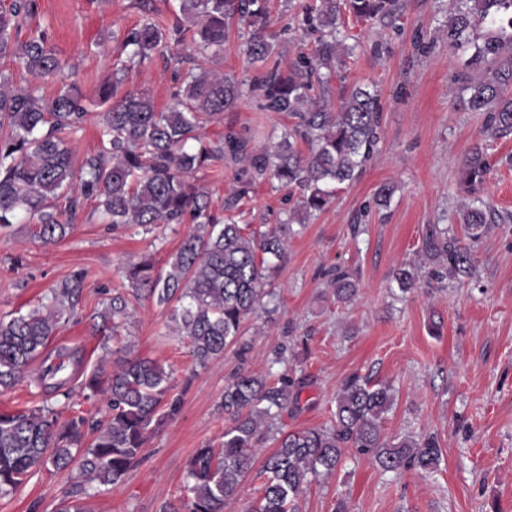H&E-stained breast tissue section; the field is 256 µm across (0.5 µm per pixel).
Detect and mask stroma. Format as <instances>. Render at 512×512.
<instances>
[{
  "mask_svg": "<svg viewBox=\"0 0 512 512\" xmlns=\"http://www.w3.org/2000/svg\"><path fill=\"white\" fill-rule=\"evenodd\" d=\"M312 0H269L278 52L284 60L313 53L314 36L293 16ZM28 31L46 33L56 50L76 66L78 86L95 98L110 75L118 37L143 14L136 0H36ZM395 19L381 23L342 16L341 37L355 52L338 70L327 100L340 102L341 87L361 85L378 95L382 133L377 155L361 177L340 185L328 208L288 240L283 260L266 270L276 309L258 312L242 326L247 351L238 345L207 368L195 365L189 341L178 335L168 309L149 300L132 302L130 317L114 339L92 330L113 289L127 287L123 268L151 260L158 271L188 232L171 224L147 232L112 229L93 200H85L75 223L47 244L35 225L24 222L0 231V317L29 311L66 278L81 280L76 312L47 346L82 349V371L97 367L104 347L132 341L134 355L170 368L180 413L150 431L140 463L119 486L97 487L84 498L88 512H159L177 498L195 448L219 444L224 433L220 407L224 387L239 368L276 381L278 374L304 377L299 408L283 414L289 432L330 424L336 394L353 374L390 384L392 410L382 421L386 436L435 434L442 449L438 472L382 473L375 463L345 451L333 474L309 484L299 512H332L346 498L350 512H512V134L483 135L484 113L463 109L461 75L465 57L445 36L448 0H399ZM124 90L146 93L159 109L172 102V70L162 61L133 67ZM293 120L265 112L243 96L223 118L204 129L209 138L234 129L248 134L254 150L279 141ZM482 146L489 172L468 187L464 160ZM241 164L225 161L195 181L221 210L236 187ZM396 188L388 206L374 202L383 184ZM492 201L500 221L476 248L471 276L446 287L420 282L402 293L396 269L421 260L427 229L434 224L462 234L455 217L472 197ZM287 190L263 182L238 206V223L268 229L288 219ZM344 267L358 279L351 303L339 304L329 273ZM284 365H271L280 347ZM39 363H32L11 389L0 393V410L40 404ZM77 471L36 473L0 512H54L74 490Z\"/></svg>",
  "mask_w": 512,
  "mask_h": 512,
  "instance_id": "stroma-1",
  "label": "stroma"
}]
</instances>
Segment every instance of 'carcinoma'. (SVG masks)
<instances>
[{
    "label": "carcinoma",
    "mask_w": 512,
    "mask_h": 512,
    "mask_svg": "<svg viewBox=\"0 0 512 512\" xmlns=\"http://www.w3.org/2000/svg\"><path fill=\"white\" fill-rule=\"evenodd\" d=\"M175 2L170 24L147 16L124 32L112 73L96 94L104 106L98 119L100 147L78 164L70 138L86 120L88 107L75 67L46 35L22 36L35 0H0V61L27 76L21 86L0 70V229L24 212L37 219L45 241L58 240L73 224L80 198L88 196L115 228L192 224L168 270L157 273L153 263L139 262L125 275L135 298L170 308L178 332L189 339L195 364L205 368L230 343L246 349L240 342L242 323L273 297L265 270L285 254L292 224L302 226L325 210L336 186L356 180L377 153L382 118L377 95L356 85L333 112L325 94L337 76L336 60L354 51L337 39L343 12L381 21L395 14L398 0H318L303 22L317 36L319 50L285 65L276 52L268 0ZM451 5L448 45L471 51L463 105L486 113L484 132H512V98L505 94L512 85V0H451ZM235 23L247 29L246 57L261 70L249 82L218 69ZM159 57L192 63L176 75L173 102L164 111L147 94L121 93L131 67ZM49 82L61 87L46 98L40 90ZM246 93L259 100L263 111L286 113L296 124L260 153L250 151L249 140L232 129L214 140L199 133L202 123L223 115ZM226 154L248 158L227 208L248 196L255 183L270 179L300 191L296 215L271 230L250 232L230 217L214 216L207 193L192 178ZM466 167L468 181L483 177L487 161L481 148L473 149ZM60 196L66 199L61 210L52 203ZM487 212L482 201L462 207L463 239L435 226L428 230L424 254L435 265L432 279L442 283L472 273L474 249L490 223ZM419 271L414 264L397 269L399 289H414ZM329 286L336 302L346 304L358 283L338 266ZM77 288V280L65 279L51 289L49 303L0 318V392L13 387L42 355L49 337L74 310ZM128 306L129 299L117 292L97 317L102 326L115 328L127 318ZM116 353L113 370L100 367L82 377L66 375L69 362H80L78 351L58 352L39 375L42 404L0 412V498L16 493L42 470L75 469L85 490L126 480L139 463L148 432L178 414L181 400L171 395L172 372L164 365L132 355L129 345ZM74 381L84 399L102 401V419L91 423L75 408ZM301 388L302 382L286 373L271 383L240 368L224 386L228 424L220 446L195 450L183 495L164 503L160 512H224L276 421L298 405ZM58 396L70 410L65 419L52 403ZM395 401L391 385L349 377L337 394L330 426L280 433L264 462L261 495L246 512H297L304 488L336 471L347 448L385 473L435 472L442 451L433 435H383V417ZM90 432L95 437L89 442Z\"/></svg>",
    "instance_id": "cac0c4a2"
}]
</instances>
